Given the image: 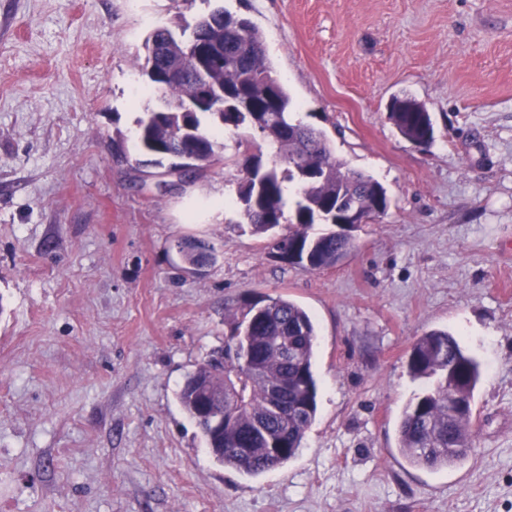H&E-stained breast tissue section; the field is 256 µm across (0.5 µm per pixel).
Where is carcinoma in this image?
Returning a JSON list of instances; mask_svg holds the SVG:
<instances>
[{"label": "carcinoma", "mask_w": 512, "mask_h": 512, "mask_svg": "<svg viewBox=\"0 0 512 512\" xmlns=\"http://www.w3.org/2000/svg\"><path fill=\"white\" fill-rule=\"evenodd\" d=\"M198 42L217 52L222 63L202 77L168 78L173 68L194 70L191 46ZM145 49L140 73L156 104L137 120L136 137L149 163L192 159L202 171L223 159L220 134L252 128L257 113L268 116L263 140L270 157L260 151L238 155L243 177L237 197L251 205L243 213L251 233L266 239L271 251H288V263L314 270L336 265L351 241L332 231L312 235V226L336 223L349 207H359L369 221L387 213L390 199L379 181L337 159L321 130L291 119V95L250 19L215 8L178 33L155 29ZM201 81L214 97L200 95ZM388 118L411 144L433 142L431 115L417 100L392 98ZM180 258L194 268L212 254L205 242L184 238ZM224 323L230 328L224 348L185 377L177 399L218 462L257 476L293 458L316 417L317 329L306 309L281 296L244 298L226 310ZM407 367L427 388L403 411L399 449L414 466L446 468L470 449L480 364L453 334L432 330L415 341ZM274 448L282 452L274 454Z\"/></svg>", "instance_id": "cac0c4a2"}]
</instances>
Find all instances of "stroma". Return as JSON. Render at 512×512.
Wrapping results in <instances>:
<instances>
[{
  "label": "stroma",
  "mask_w": 512,
  "mask_h": 512,
  "mask_svg": "<svg viewBox=\"0 0 512 512\" xmlns=\"http://www.w3.org/2000/svg\"><path fill=\"white\" fill-rule=\"evenodd\" d=\"M217 6L387 191L335 266L251 234L235 133L179 185L135 167L146 36ZM396 96L430 112V146L389 121ZM184 237L214 263L186 270ZM246 294L318 329L316 419L258 476L215 461L176 398ZM433 329L484 368L469 455L437 471L397 441ZM0 512H512V0H0Z\"/></svg>",
  "instance_id": "35a3bbf8"
}]
</instances>
